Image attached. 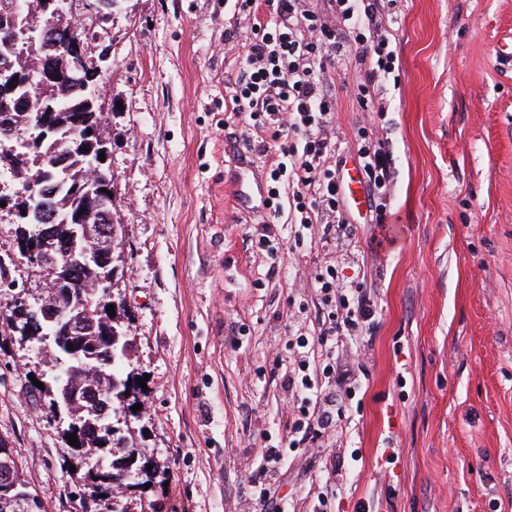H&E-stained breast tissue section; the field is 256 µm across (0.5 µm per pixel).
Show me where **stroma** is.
<instances>
[{"instance_id":"35a3bbf8","label":"stroma","mask_w":512,"mask_h":512,"mask_svg":"<svg viewBox=\"0 0 512 512\" xmlns=\"http://www.w3.org/2000/svg\"><path fill=\"white\" fill-rule=\"evenodd\" d=\"M234 0H120L90 47H110L98 87L113 218L125 246L112 297L131 316L148 375L129 442L157 471L101 512H253L264 448L289 453L288 512H512V0H397L398 81L360 111L336 70L337 149L358 164L359 127L385 142L388 226L347 204V228L236 209L225 118L249 34L224 33ZM0 258L29 301L43 293L0 211ZM363 283L376 316L344 339L328 391L359 378V409L290 447L286 343L321 329L317 272ZM49 354L0 331V442L44 512H70L58 412L32 382ZM357 465H350L351 453Z\"/></svg>"}]
</instances>
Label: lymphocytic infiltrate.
<instances>
[{"mask_svg": "<svg viewBox=\"0 0 512 512\" xmlns=\"http://www.w3.org/2000/svg\"><path fill=\"white\" fill-rule=\"evenodd\" d=\"M331 15L314 10L307 0H238L236 21L250 27L247 51L235 81L236 91L228 112L248 109L251 120L275 117L277 127L270 138L277 151L272 181L291 185L302 223L326 221L346 224L338 168L329 164L336 151L333 115L336 100L329 86V65H358L363 74L356 100L361 111L376 109L381 79L395 68L397 55L383 28L386 11L382 0H330ZM273 9L275 19L262 17L263 8ZM360 169L372 197L377 223H386L388 213L381 198L391 182L388 156L382 144L363 140L358 148ZM324 329L316 343L306 337L296 340L295 360L305 366L310 352L324 351L337 359L339 336L358 335L372 324L375 310L366 300L362 284L345 280L337 269L318 275ZM295 410L291 432L312 442L341 421L343 409L316 383L288 379ZM264 463L252 479L254 502L266 512L276 491L284 456L277 447L263 449Z\"/></svg>", "mask_w": 512, "mask_h": 512, "instance_id": "obj_1", "label": "lymphocytic infiltrate"}]
</instances>
